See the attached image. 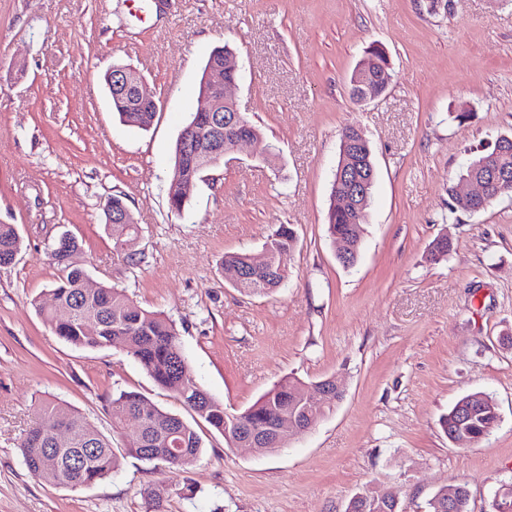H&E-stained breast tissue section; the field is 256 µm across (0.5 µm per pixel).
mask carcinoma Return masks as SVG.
Here are the masks:
<instances>
[{
	"mask_svg": "<svg viewBox=\"0 0 512 512\" xmlns=\"http://www.w3.org/2000/svg\"><path fill=\"white\" fill-rule=\"evenodd\" d=\"M370 70L376 76L390 73L386 54L378 48L368 51ZM112 111L129 127L149 128L155 113L127 99L111 100ZM507 146L478 154L469 163L462 177L482 180L493 171L512 174V137ZM194 175L202 171L193 157L184 154L181 142H176L168 175L170 207L182 211L186 201L173 189L176 176ZM329 236L334 243L346 242L360 248L365 220L354 212L337 211L332 207L327 216ZM138 233L136 224H114L115 246L124 252L126 260L136 261L129 250ZM297 241L292 225L281 224L265 240L262 249L275 254L293 250ZM23 248V240L14 225L0 224V266H8ZM79 248L70 236L57 239L48 258L60 272L52 288L56 306L70 311V318L61 322L52 311L36 304L37 311L60 338L78 348H103L114 343L125 346L154 380L156 385L172 392L197 418L207 423L229 441L248 426L267 430L280 421L296 419L318 421L325 412L308 403L309 385L299 378H290L275 385L252 406L230 413L224 404L212 398L196 381L180 341L176 323L164 313L147 310L131 300L123 290L100 283L96 288L84 287L88 278L82 267L66 261L71 250ZM223 268L245 272L237 288L250 294L267 295L280 288L287 279L279 264L258 260L255 252L224 255ZM112 427L118 429L128 418L140 419L141 428L126 445V452L148 462H161L175 468L192 464L202 453L203 439L194 425L185 421L135 392L120 391L109 402ZM38 420L28 430L19 448L23 462L29 468L42 466L46 480L58 487L87 486L109 477L118 466L112 443L75 409L61 402L42 400L37 405ZM498 421L497 406L485 392H472L456 404L440 420L448 439L463 443L477 442L493 429ZM61 425L72 433L68 446L60 448L54 442L51 427Z\"/></svg>",
	"mask_w": 512,
	"mask_h": 512,
	"instance_id": "obj_1",
	"label": "carcinoma"
}]
</instances>
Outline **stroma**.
Wrapping results in <instances>:
<instances>
[{
  "mask_svg": "<svg viewBox=\"0 0 512 512\" xmlns=\"http://www.w3.org/2000/svg\"><path fill=\"white\" fill-rule=\"evenodd\" d=\"M229 46V89L261 127L235 162L211 168L183 212L168 205V167L200 105L213 48ZM391 83L359 102L349 78L369 46ZM137 70L161 109L123 125L104 76ZM360 128L376 181L357 263L327 233L344 128ZM512 135V0H0V224L23 239L0 266V512H344L364 491L429 512L464 485L469 512H493L512 481V194L478 212L450 209L460 172ZM123 196L142 263L117 253L104 223ZM281 224L298 240L275 293L235 288L220 262L260 250ZM92 283L124 288L176 322L197 382L230 412L278 382L338 377L326 415L287 447L258 456L202 427L205 448L181 470L124 454L134 422L113 429V393H140L182 418L122 345L79 349L36 310L53 307L63 233ZM447 236L445 260L429 259ZM483 391L499 420L478 442L448 440L439 419ZM79 411L120 449L106 480L77 489L29 470L18 442L38 400ZM162 492L153 509L145 489Z\"/></svg>",
  "mask_w": 512,
  "mask_h": 512,
  "instance_id": "1",
  "label": "stroma"
}]
</instances>
